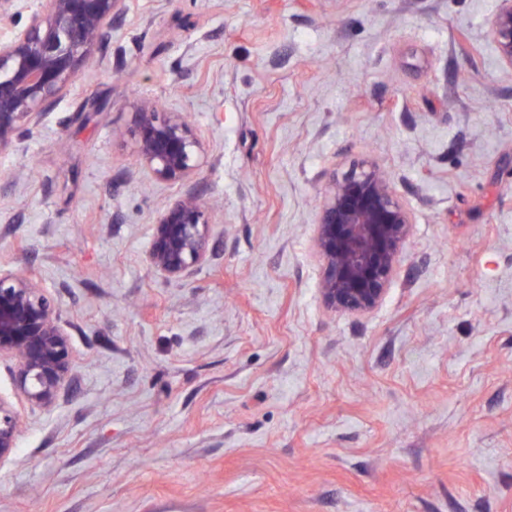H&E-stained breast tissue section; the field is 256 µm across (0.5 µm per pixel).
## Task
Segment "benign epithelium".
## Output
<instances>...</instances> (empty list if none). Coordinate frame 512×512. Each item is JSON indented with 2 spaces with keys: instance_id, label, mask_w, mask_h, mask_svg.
<instances>
[{
  "instance_id": "1",
  "label": "benign epithelium",
  "mask_w": 512,
  "mask_h": 512,
  "mask_svg": "<svg viewBox=\"0 0 512 512\" xmlns=\"http://www.w3.org/2000/svg\"><path fill=\"white\" fill-rule=\"evenodd\" d=\"M124 11L125 0H35L24 27L0 40V152L73 88L81 65ZM21 17L17 0H0L1 24ZM489 36L512 68V0H499ZM131 136L135 154L160 181H187L204 163L201 140L180 112L141 103ZM213 218V207L197 195L165 202L152 226L148 265L169 278L188 275L208 258ZM413 230L411 210L379 163L329 177L313 234L326 310L374 312ZM0 357L14 362L15 395L32 405L51 407L72 381L68 334L31 273L0 270ZM22 427L13 400L0 395V467L14 459Z\"/></svg>"
}]
</instances>
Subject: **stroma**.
I'll list each match as a JSON object with an SVG mask.
<instances>
[{
    "instance_id": "1",
    "label": "stroma",
    "mask_w": 512,
    "mask_h": 512,
    "mask_svg": "<svg viewBox=\"0 0 512 512\" xmlns=\"http://www.w3.org/2000/svg\"><path fill=\"white\" fill-rule=\"evenodd\" d=\"M73 90L0 152V268L72 348L16 407L0 512H512V69L497 0H126ZM205 162L154 179L137 103ZM384 165L415 226L382 305L324 310L330 172ZM219 205L188 276L164 200ZM492 17L489 36L495 44L501 61L512 69V0H498ZM213 207L194 194L166 201L152 226L148 265L169 278H182L203 264L210 252Z\"/></svg>"
}]
</instances>
